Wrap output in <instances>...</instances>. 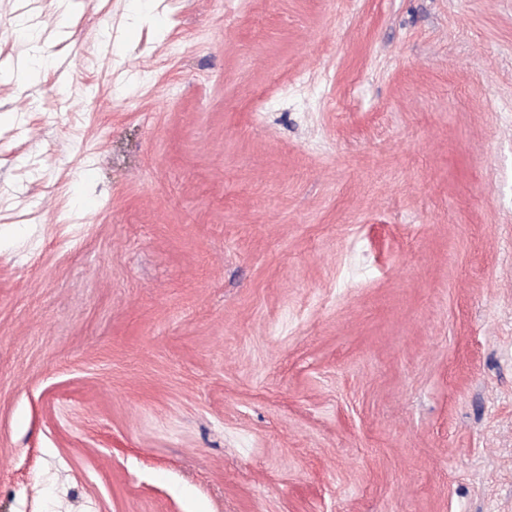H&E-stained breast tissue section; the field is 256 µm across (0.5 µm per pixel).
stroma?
Instances as JSON below:
<instances>
[{
	"label": "stroma",
	"instance_id": "obj_1",
	"mask_svg": "<svg viewBox=\"0 0 512 512\" xmlns=\"http://www.w3.org/2000/svg\"><path fill=\"white\" fill-rule=\"evenodd\" d=\"M0 512H512V0H0Z\"/></svg>",
	"mask_w": 512,
	"mask_h": 512
}]
</instances>
